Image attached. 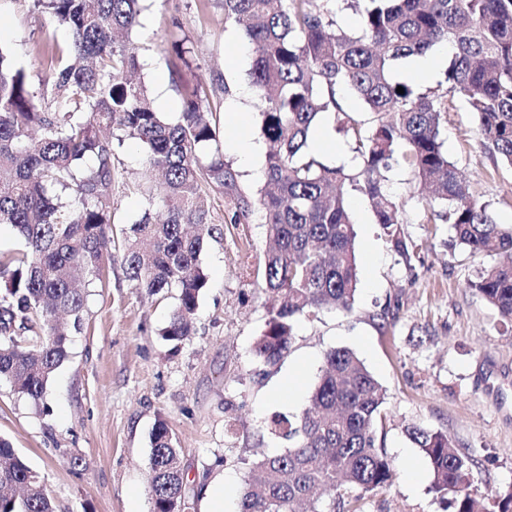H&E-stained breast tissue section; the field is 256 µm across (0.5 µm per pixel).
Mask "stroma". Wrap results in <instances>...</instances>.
Segmentation results:
<instances>
[{
	"instance_id": "35a3bbf8",
	"label": "stroma",
	"mask_w": 512,
	"mask_h": 512,
	"mask_svg": "<svg viewBox=\"0 0 512 512\" xmlns=\"http://www.w3.org/2000/svg\"><path fill=\"white\" fill-rule=\"evenodd\" d=\"M183 37L195 56L176 76L167 57L172 39ZM53 38L65 41L67 33L33 0H0V44L33 83L48 75ZM135 39L140 76L153 100H164V112L181 109L176 81L219 80L232 89L228 95L216 90L210 101L226 160L235 158L232 138L262 142L257 97L236 94L248 83L251 56L226 69L240 42L225 26L219 0H145ZM445 147L474 195L498 222L512 225V170L478 149L475 119L462 105L448 113ZM115 170L109 235L118 242L145 208L143 149L125 142ZM389 177L392 195L404 205V235L421 246L413 269L399 262L363 196L351 193L360 278L354 309L301 319L290 353L273 366L250 352L270 304L262 288L265 229L225 223L219 194L208 195L212 232L201 260L209 282L189 341L162 338L175 297L135 288L121 251L111 250L100 283L88 291L68 357L48 387L46 409L0 382V437L41 475L56 512H151L147 459L160 420L180 449L188 512H203L205 490L219 480L225 512H236L237 491L257 457L288 446L269 433L271 419L303 412L326 352L340 347L355 351L387 391L378 437L394 478L366 494L358 512H448L429 490L426 457L406 435L412 424L453 440L470 459L471 497L482 512H497L500 495L512 490V326L469 286L488 257L451 247L448 225L423 223L402 159H395ZM301 364V382L284 388L283 377Z\"/></svg>"
}]
</instances>
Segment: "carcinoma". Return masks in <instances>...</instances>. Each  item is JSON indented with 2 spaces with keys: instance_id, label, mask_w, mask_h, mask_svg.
Segmentation results:
<instances>
[{
  "instance_id": "cac0c4a2",
  "label": "carcinoma",
  "mask_w": 512,
  "mask_h": 512,
  "mask_svg": "<svg viewBox=\"0 0 512 512\" xmlns=\"http://www.w3.org/2000/svg\"><path fill=\"white\" fill-rule=\"evenodd\" d=\"M142 0H37L67 31L50 40L48 82L60 109L41 104L44 90L0 47V224L24 242L0 251V380L36 405L68 356L87 289L99 279L111 248L114 145L138 143L160 182L146 191L140 218L122 240L130 281L152 295L176 292L162 332L182 343L208 287L200 255L211 232L207 186L224 197L228 224L265 225L272 246L264 290L271 299L252 355L275 365L292 347L301 318L352 312L359 290L357 231L348 195L370 207L392 250L410 268L420 245L401 228L400 205L388 191L398 148L425 200L426 224H448L451 246L494 263L469 284L512 324V227L497 223L448 159L444 128L448 99L476 119V144L493 163L512 169V0H362L360 27L336 20L338 0H222L224 23L251 48L250 84L262 103L261 132L269 144L265 186L245 189L241 174L216 149L211 90L197 84L181 111H158L140 77L132 35ZM453 48L441 92H421L396 66L433 47ZM404 93L397 92V87ZM354 93L365 123L341 103ZM334 115L359 158L350 169L326 165L308 152L318 121ZM386 390L348 348L325 354L319 382L300 416L277 415L270 433L288 440L282 453L254 463L257 481L239 491V512H324L388 486L394 470L378 443ZM409 439L429 459L430 490L452 512H475L468 493L470 460L448 435L418 425ZM153 512H171L186 498L180 449L160 421L148 461ZM0 512H55L40 475L0 439Z\"/></svg>"
}]
</instances>
